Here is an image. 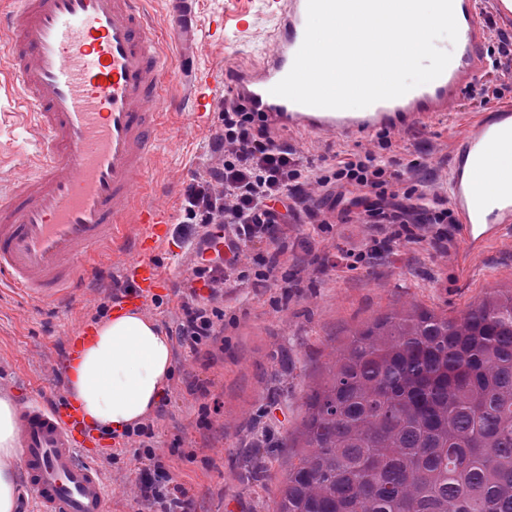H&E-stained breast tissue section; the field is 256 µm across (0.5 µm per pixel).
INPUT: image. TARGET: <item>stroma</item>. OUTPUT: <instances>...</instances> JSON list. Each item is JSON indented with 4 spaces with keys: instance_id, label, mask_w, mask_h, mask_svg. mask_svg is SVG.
<instances>
[{
    "instance_id": "1",
    "label": "stroma",
    "mask_w": 512,
    "mask_h": 512,
    "mask_svg": "<svg viewBox=\"0 0 512 512\" xmlns=\"http://www.w3.org/2000/svg\"><path fill=\"white\" fill-rule=\"evenodd\" d=\"M224 16L223 33L206 23ZM145 17L166 40L172 72L164 107V146L149 161L148 183L138 204L166 213L165 239L150 254L161 282L141 315L165 326L179 300L178 287L190 275L191 257L179 247L175 230L183 219L184 188L199 168L217 166L222 156L213 147L217 112L196 117L190 105L196 70H208L211 92L224 95V76L259 65L275 49V21L267 0H145ZM512 40V21L487 17L485 49L499 58L507 74L501 106L512 107V55L499 56L501 41ZM480 89L472 87L448 117L426 125L378 131L343 139L327 133L281 130L305 164L323 166L341 152L383 156L393 175V188L405 192L423 183L430 197L448 196V172L455 139L481 115ZM24 120L0 112V182L10 183L24 172ZM416 163L417 174L406 167ZM305 193L312 209L329 222L328 230L299 214L288 230L289 240L312 236L317 253L338 254L347 248L369 249L383 238L377 226L365 223L359 209L336 205L338 188L311 185ZM102 270L96 280L70 301L45 304L12 290L0 291V399L16 405L37 399L54 405L60 395L57 376L67 341L77 328L93 329L87 314L105 298L102 284L128 283L134 255L103 246ZM292 289L237 285L224 291V349L208 363L188 350L172 347V374L165 394L166 414L158 433L159 447L172 449L168 464L174 482L183 484L194 512H270L271 492L283 479L288 451L287 429L303 415L304 397L322 382L340 347L361 323L415 303L451 317L461 315L477 299L512 288V226L472 253H465L460 225L448 227V246L436 247L430 236L391 244L380 258L357 268L338 264L289 266ZM289 367L281 369L280 355ZM208 388L206 397L190 392ZM278 442L263 478H255L245 454L260 435ZM93 464L109 497V512H136L139 501L138 463L131 453H117L118 442L97 431Z\"/></svg>"
}]
</instances>
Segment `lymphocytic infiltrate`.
<instances>
[{
  "label": "lymphocytic infiltrate",
  "mask_w": 512,
  "mask_h": 512,
  "mask_svg": "<svg viewBox=\"0 0 512 512\" xmlns=\"http://www.w3.org/2000/svg\"><path fill=\"white\" fill-rule=\"evenodd\" d=\"M220 120L215 144L224 153L221 166L196 171L184 189L181 210L185 226L178 229L177 236L192 252L193 267L166 328L170 339L200 359L208 358L216 348L224 323L217 287L239 282L264 286L279 281L288 261L286 220L306 209L304 186L313 182L337 185L349 195L351 204L363 207L370 223L391 226V240L415 237L404 209L388 211L383 207L391 176L382 156L346 153L321 169L306 165L295 148L281 142L263 114L229 104ZM216 224L230 231L234 252L263 244L251 266L204 259ZM200 283L208 288V295L198 294ZM164 415V410H157L124 432L139 446L140 512H191L186 488L173 483L166 455L155 445V428Z\"/></svg>",
  "instance_id": "lymphocytic-infiltrate-1"
}]
</instances>
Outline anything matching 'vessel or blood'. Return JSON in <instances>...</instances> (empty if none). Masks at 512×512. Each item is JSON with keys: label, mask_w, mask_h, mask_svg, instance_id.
Listing matches in <instances>:
<instances>
[{"label": "vessel or blood", "mask_w": 512, "mask_h": 512, "mask_svg": "<svg viewBox=\"0 0 512 512\" xmlns=\"http://www.w3.org/2000/svg\"><path fill=\"white\" fill-rule=\"evenodd\" d=\"M276 49L259 67L237 72L230 99L246 101L269 124L352 137L415 128L452 110L490 67L477 0H454L459 36L436 80L364 109L309 107L272 95L290 71L307 22V0H272ZM0 70L9 98L36 126L30 170L0 189V288L42 301L72 297L96 275L97 248L128 243L137 259L123 303L142 305L159 284L145 260L167 218L135 202L159 139L170 72L162 38L143 0H0ZM210 76L199 73L193 110L213 109ZM496 169L497 182L483 178ZM450 200L469 247L512 223V109L482 113L458 137L448 176ZM23 473L40 512H108L102 480L89 464L95 436L68 398L46 407L25 403L18 418Z\"/></svg>", "instance_id": "obj_1"}]
</instances>
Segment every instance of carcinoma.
Returning <instances> with one entry per match:
<instances>
[{
  "label": "carcinoma",
  "mask_w": 512,
  "mask_h": 512,
  "mask_svg": "<svg viewBox=\"0 0 512 512\" xmlns=\"http://www.w3.org/2000/svg\"><path fill=\"white\" fill-rule=\"evenodd\" d=\"M304 406L272 512H512V292L363 325Z\"/></svg>",
  "instance_id": "1"
}]
</instances>
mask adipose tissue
<instances>
[{"label":"adipose tissue","mask_w":512,"mask_h":512,"mask_svg":"<svg viewBox=\"0 0 512 512\" xmlns=\"http://www.w3.org/2000/svg\"><path fill=\"white\" fill-rule=\"evenodd\" d=\"M172 370L169 340L133 311L116 314L85 337L74 355L68 394L86 420L107 431L134 425L160 402ZM16 405L0 399V512L16 508L22 450Z\"/></svg>","instance_id":"ef3b65f1"}]
</instances>
